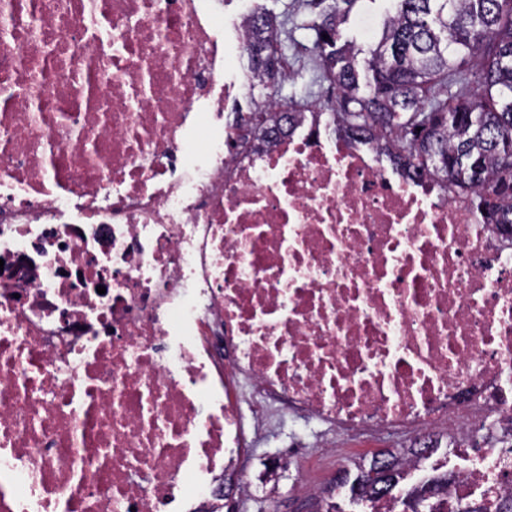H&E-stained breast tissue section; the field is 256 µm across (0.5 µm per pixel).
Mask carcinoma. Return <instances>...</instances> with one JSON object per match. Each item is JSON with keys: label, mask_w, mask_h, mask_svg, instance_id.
Here are the masks:
<instances>
[{"label": "carcinoma", "mask_w": 512, "mask_h": 512, "mask_svg": "<svg viewBox=\"0 0 512 512\" xmlns=\"http://www.w3.org/2000/svg\"><path fill=\"white\" fill-rule=\"evenodd\" d=\"M375 0H303L312 49L337 89V130L363 136L415 174H430L482 200L495 196L489 223L512 237V0H393L378 40L364 47L346 36L350 16ZM283 20L253 9L245 45L249 68L267 87L286 64ZM329 39H323V35ZM279 62L268 68L271 59ZM410 448L387 454L389 490L359 469V498L393 494ZM448 476L410 490L412 502L438 492Z\"/></svg>", "instance_id": "cac0c4a2"}]
</instances>
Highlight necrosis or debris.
<instances>
[{
	"label": "necrosis or debris",
	"mask_w": 512,
	"mask_h": 512,
	"mask_svg": "<svg viewBox=\"0 0 512 512\" xmlns=\"http://www.w3.org/2000/svg\"><path fill=\"white\" fill-rule=\"evenodd\" d=\"M219 4L0 0V512L208 504L272 403L321 455L447 421L418 512H498L512 245L321 120L258 144Z\"/></svg>",
	"instance_id": "necrosis-or-debris-1"
}]
</instances>
